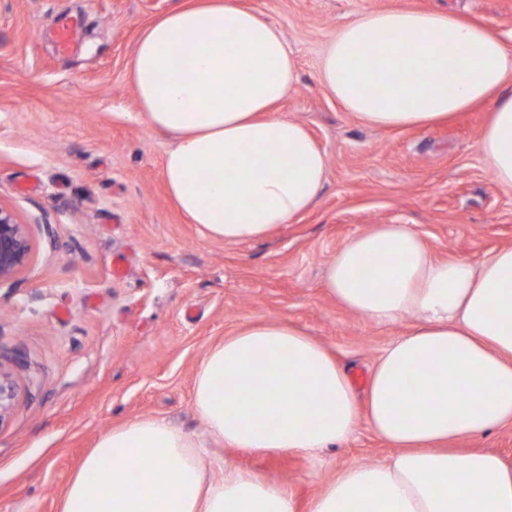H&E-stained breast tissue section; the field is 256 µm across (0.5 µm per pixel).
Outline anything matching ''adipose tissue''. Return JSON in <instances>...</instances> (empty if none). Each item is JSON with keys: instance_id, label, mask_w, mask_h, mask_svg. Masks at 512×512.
<instances>
[{"instance_id": "adipose-tissue-1", "label": "adipose tissue", "mask_w": 512, "mask_h": 512, "mask_svg": "<svg viewBox=\"0 0 512 512\" xmlns=\"http://www.w3.org/2000/svg\"><path fill=\"white\" fill-rule=\"evenodd\" d=\"M146 126L171 137L168 196L227 243L258 241L303 215L328 160L278 110L297 81L282 30L238 0H184L142 33L129 70ZM323 92L363 125L429 128L494 100L477 150L512 188V48L446 12H366L339 27ZM336 303L378 323L416 321L376 360L365 391L314 337L257 320L214 344L193 407L244 452L313 454L366 424L392 454L340 469L308 512H512V464L456 440L512 424V246L479 262L437 258L406 224L349 237L326 266ZM62 512H297L280 483L206 474L201 444L147 417L103 434Z\"/></svg>"}]
</instances>
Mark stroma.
Wrapping results in <instances>:
<instances>
[{"label": "stroma", "instance_id": "1", "mask_svg": "<svg viewBox=\"0 0 512 512\" xmlns=\"http://www.w3.org/2000/svg\"><path fill=\"white\" fill-rule=\"evenodd\" d=\"M180 0H0V206L26 224L29 266L0 283V366L18 398L0 426V512H61L99 438L164 418L213 459L283 484L307 506L337 470L391 453L366 425L319 453L259 456L209 435L192 405L209 348L248 321H288L319 339L364 390L412 318L377 325L337 305L327 261L373 224H407L440 258L479 261L512 245V189L476 149L490 105L424 129L361 124L318 82L326 41L355 15L450 11L512 47V0H241L279 26L298 62L281 110L328 158L310 211L260 241L225 243L188 223L127 78L137 40ZM76 26L60 50L61 24Z\"/></svg>", "mask_w": 512, "mask_h": 512}]
</instances>
